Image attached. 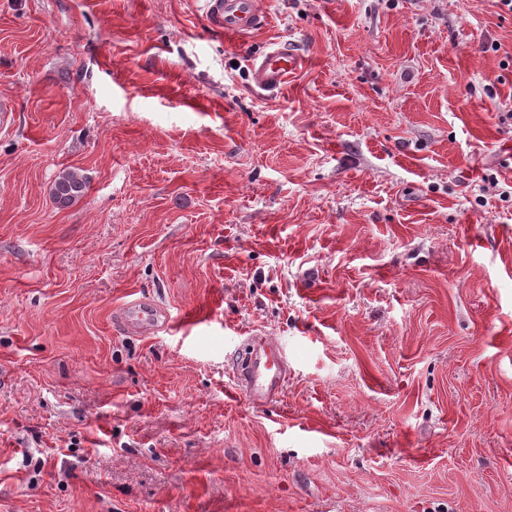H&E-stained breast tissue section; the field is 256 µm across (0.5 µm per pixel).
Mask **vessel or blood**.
<instances>
[{
    "mask_svg": "<svg viewBox=\"0 0 512 512\" xmlns=\"http://www.w3.org/2000/svg\"><path fill=\"white\" fill-rule=\"evenodd\" d=\"M211 27L224 34L242 35L262 27L265 18L259 0H203ZM303 58L291 44L271 42L248 60L255 87L274 91L285 84L302 66ZM161 309L151 301L134 300L123 305L121 322L133 331H160ZM239 361L233 369L236 387L252 403L263 405L278 397L288 380L284 344L262 336L247 338L238 348Z\"/></svg>",
    "mask_w": 512,
    "mask_h": 512,
    "instance_id": "1",
    "label": "vessel or blood"
}]
</instances>
